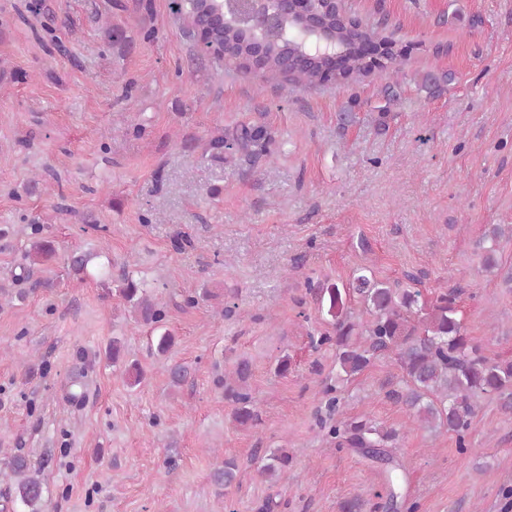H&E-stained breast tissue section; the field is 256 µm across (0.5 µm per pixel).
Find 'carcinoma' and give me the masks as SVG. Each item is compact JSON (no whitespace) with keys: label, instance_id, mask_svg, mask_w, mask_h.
<instances>
[{"label":"carcinoma","instance_id":"1","mask_svg":"<svg viewBox=\"0 0 512 512\" xmlns=\"http://www.w3.org/2000/svg\"><path fill=\"white\" fill-rule=\"evenodd\" d=\"M322 25L329 37L331 50L342 53L348 61L345 71L336 79L323 73L326 57L311 51L317 41L302 18L283 17L275 30L256 37L224 15L225 0H182L173 13L188 24L187 34L197 53L241 77L259 75L278 85L310 89L325 83L356 82L368 73L360 52L361 44L376 34V29L348 14L340 19L336 10L319 5ZM453 80L450 72L425 73L417 82L426 97L440 96ZM271 136L262 124H240L231 132H222L209 140L211 156L221 158L224 151H243L257 157H272ZM507 225L493 224L477 243L481 268L486 273L502 275L503 283L512 288V268L503 270L499 259L500 241ZM55 255V246L47 237L31 241L30 265L20 279L28 280L33 267ZM92 256L74 251L68 257V273L85 280L94 275L101 283L117 285L118 295L137 312L145 324L161 322L165 313L150 301V285L125 264L117 278L109 276L103 266L90 272ZM319 304L331 317L332 330L320 334L317 344L336 347V383L324 384L326 405L339 411V384L363 374L382 356L391 355L400 376L397 387L387 396L402 404L409 421L415 425L445 430L456 437L458 448H466L470 429L480 400L495 397L505 408H512V360H495L484 355L482 347L467 335L455 293L443 291L432 299L422 297L419 289L392 288L369 275V270H356L349 287L338 285L314 287L308 284ZM356 298L370 320L357 321L346 298ZM169 384L181 387L191 377L189 367L171 363L166 366ZM251 364L237 360L224 374V398L233 404L232 417L240 426L256 423V403L247 382ZM327 436L336 440L339 449L348 448L385 465L387 488L385 501L375 504L383 512H397L402 495L398 491L400 465L395 462L390 442L391 431L368 416L340 418L329 428ZM290 457L283 449L266 451L265 463L258 469L261 476H273L288 468ZM238 467L226 460L212 472V481L227 489L236 482ZM0 475L10 483L9 493L0 501V512H41L45 487L42 471L22 453H10L0 459Z\"/></svg>","mask_w":512,"mask_h":512}]
</instances>
